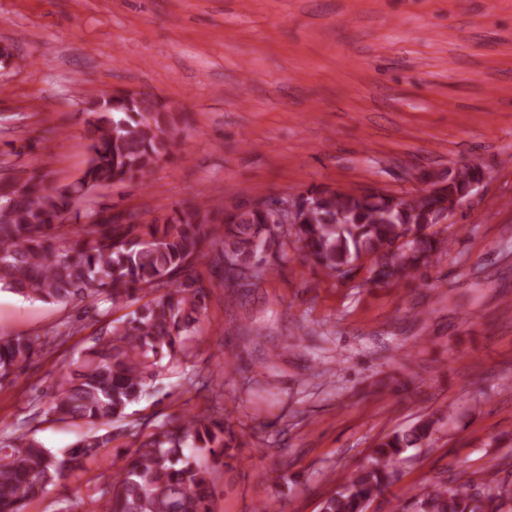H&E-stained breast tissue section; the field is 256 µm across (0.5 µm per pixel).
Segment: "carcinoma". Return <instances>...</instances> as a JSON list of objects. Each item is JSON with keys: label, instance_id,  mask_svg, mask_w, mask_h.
<instances>
[{"label": "carcinoma", "instance_id": "cac0c4a2", "mask_svg": "<svg viewBox=\"0 0 512 512\" xmlns=\"http://www.w3.org/2000/svg\"><path fill=\"white\" fill-rule=\"evenodd\" d=\"M87 112L94 116L91 157L77 182L50 188L35 170L0 179V291L63 307L110 303L99 312V333L55 384L46 411L54 422L88 427V434L61 453L27 433L1 438L0 512H27L48 486L79 479L104 456L114 440L106 426L127 417L165 372L189 362L186 343L198 335L200 311L213 289L248 295L290 245L330 277L350 276L365 257L375 284L419 282L451 244L429 231L433 213L447 200L467 197L482 174L481 165L467 163L439 195L424 173L422 187L394 203L374 193L317 190L312 213L289 223L272 206L227 211L205 200L142 224H114L108 208L68 232L63 226L80 218L75 200L111 184L145 185L171 155L186 120L150 94L123 91L89 94ZM215 245L217 274L206 282L192 267ZM138 302L126 317L108 319ZM68 335L0 336V378ZM437 423L428 417L384 437L370 461L323 500L321 512H366L396 478L403 453L431 440ZM130 437L129 449L112 459L115 470L101 473L102 485L89 495L91 512H213V468L198 454L207 452L216 464L224 459L235 442L225 420L186 413L148 433L134 425ZM395 512H512V488L492 478L478 489L429 484Z\"/></svg>", "mask_w": 512, "mask_h": 512}]
</instances>
